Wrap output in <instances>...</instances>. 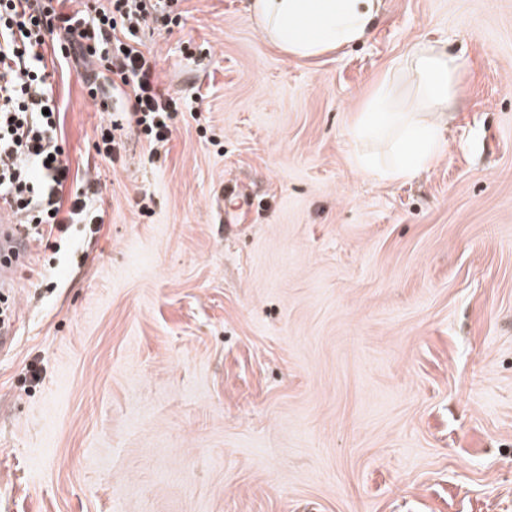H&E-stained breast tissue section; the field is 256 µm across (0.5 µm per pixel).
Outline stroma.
<instances>
[{"instance_id":"35a3bbf8","label":"stroma","mask_w":512,"mask_h":512,"mask_svg":"<svg viewBox=\"0 0 512 512\" xmlns=\"http://www.w3.org/2000/svg\"><path fill=\"white\" fill-rule=\"evenodd\" d=\"M179 10L147 40L194 101L164 149L103 159L109 113L56 89L104 222L11 259L0 512H512V0H383L311 60L247 0ZM417 43L461 61L443 149L367 175L354 129L383 78L413 105Z\"/></svg>"}]
</instances>
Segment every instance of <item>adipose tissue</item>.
Listing matches in <instances>:
<instances>
[{
    "label": "adipose tissue",
    "instance_id": "obj_1",
    "mask_svg": "<svg viewBox=\"0 0 512 512\" xmlns=\"http://www.w3.org/2000/svg\"><path fill=\"white\" fill-rule=\"evenodd\" d=\"M382 0H249L262 34L288 55L308 59L355 45L366 38L380 14ZM417 104L429 119H403L391 79L381 81L361 115L358 128L376 133L392 125L400 130L395 157L382 167L356 156L364 173L410 180L440 154L444 143L442 119L456 102L460 63L443 47L413 45L408 52Z\"/></svg>",
    "mask_w": 512,
    "mask_h": 512
}]
</instances>
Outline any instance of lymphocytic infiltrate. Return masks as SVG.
Wrapping results in <instances>:
<instances>
[{"label":"lymphocytic infiltrate","instance_id":"obj_1","mask_svg":"<svg viewBox=\"0 0 512 512\" xmlns=\"http://www.w3.org/2000/svg\"><path fill=\"white\" fill-rule=\"evenodd\" d=\"M175 0H0V199L24 223L62 237L74 224H100L97 185L72 183L65 154V104L52 70L87 67L88 97L111 113L95 149L115 158L127 127L151 151L165 146L184 98L160 89L145 34L171 23Z\"/></svg>","mask_w":512,"mask_h":512}]
</instances>
